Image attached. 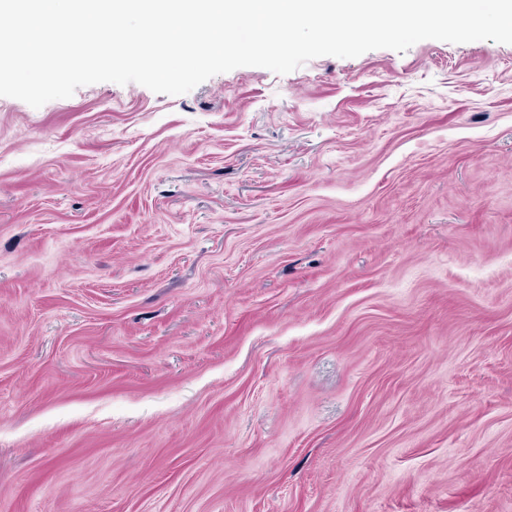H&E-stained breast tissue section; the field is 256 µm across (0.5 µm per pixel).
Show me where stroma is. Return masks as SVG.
Wrapping results in <instances>:
<instances>
[{"label":"stroma","instance_id":"obj_1","mask_svg":"<svg viewBox=\"0 0 512 512\" xmlns=\"http://www.w3.org/2000/svg\"><path fill=\"white\" fill-rule=\"evenodd\" d=\"M0 512H512V44L0 97Z\"/></svg>","mask_w":512,"mask_h":512}]
</instances>
